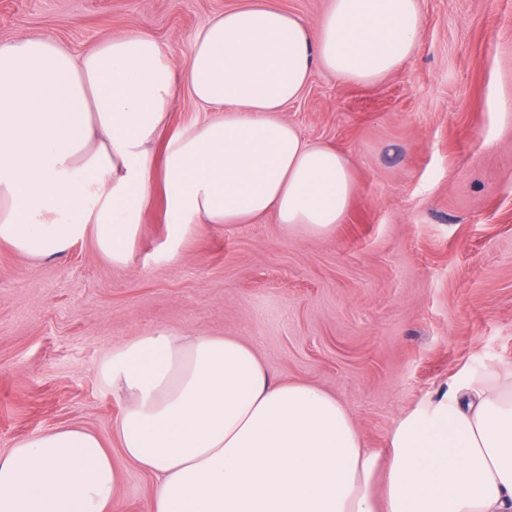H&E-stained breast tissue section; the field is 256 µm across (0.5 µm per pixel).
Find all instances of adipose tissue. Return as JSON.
<instances>
[{
  "label": "adipose tissue",
  "mask_w": 512,
  "mask_h": 512,
  "mask_svg": "<svg viewBox=\"0 0 512 512\" xmlns=\"http://www.w3.org/2000/svg\"><path fill=\"white\" fill-rule=\"evenodd\" d=\"M420 34L419 0H330L311 24L248 0L196 33L181 68L141 30L80 55L40 36L0 42V242L43 258L88 240L127 265L158 186L176 239L267 215L329 236L353 160L282 112L315 68L374 84ZM184 90L212 115L172 134ZM100 374L128 400L114 436L156 480L151 512H512L510 365L422 397L382 450L339 398L274 379L234 336L157 331ZM118 482L96 434L51 428L0 459V512H112Z\"/></svg>",
  "instance_id": "adipose-tissue-1"
}]
</instances>
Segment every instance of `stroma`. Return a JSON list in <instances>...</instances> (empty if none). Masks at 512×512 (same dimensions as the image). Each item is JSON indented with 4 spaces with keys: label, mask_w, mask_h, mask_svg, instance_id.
Listing matches in <instances>:
<instances>
[{
    "label": "stroma",
    "mask_w": 512,
    "mask_h": 512,
    "mask_svg": "<svg viewBox=\"0 0 512 512\" xmlns=\"http://www.w3.org/2000/svg\"><path fill=\"white\" fill-rule=\"evenodd\" d=\"M242 0H0V42L53 38L81 54L141 29L175 65ZM410 61L351 85L314 70L285 119L354 158L356 193L326 238L274 218L204 225L167 245L162 193L130 263L92 242L48 260L0 242V457L80 425L112 454V512H150L152 477L112 430L125 399L99 376L113 349L164 330L235 336L278 379L321 386L367 447L467 372L512 366V0H420Z\"/></svg>",
    "instance_id": "35a3bbf8"
}]
</instances>
